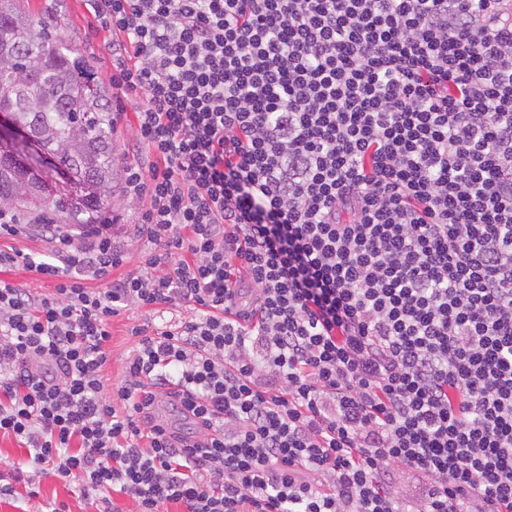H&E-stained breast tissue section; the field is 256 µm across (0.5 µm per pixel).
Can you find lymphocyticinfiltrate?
<instances>
[{"label": "lymphocytic infiltrate", "instance_id": "1", "mask_svg": "<svg viewBox=\"0 0 512 512\" xmlns=\"http://www.w3.org/2000/svg\"><path fill=\"white\" fill-rule=\"evenodd\" d=\"M92 9L145 96L142 261L115 276L106 223L0 250L54 283L0 280V496L30 467L135 512H512V0ZM161 306L107 396L113 316ZM27 448L15 436L11 434H0V469H5L9 462L28 460Z\"/></svg>", "mask_w": 512, "mask_h": 512}]
</instances>
